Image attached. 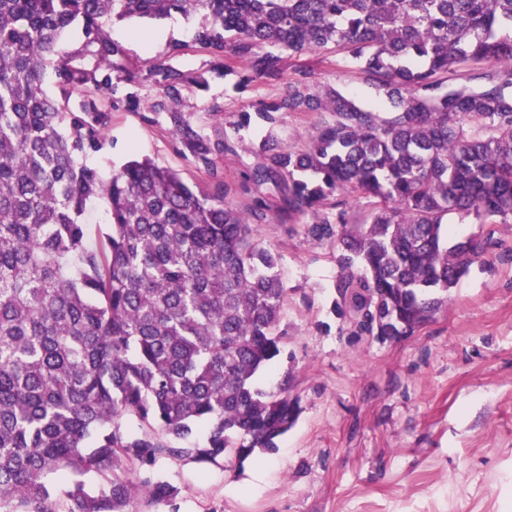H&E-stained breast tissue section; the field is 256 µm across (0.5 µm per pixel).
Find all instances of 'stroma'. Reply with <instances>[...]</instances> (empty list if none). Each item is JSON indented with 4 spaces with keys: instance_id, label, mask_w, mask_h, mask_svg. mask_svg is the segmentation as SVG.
Returning a JSON list of instances; mask_svg holds the SVG:
<instances>
[{
    "instance_id": "1",
    "label": "stroma",
    "mask_w": 512,
    "mask_h": 512,
    "mask_svg": "<svg viewBox=\"0 0 512 512\" xmlns=\"http://www.w3.org/2000/svg\"><path fill=\"white\" fill-rule=\"evenodd\" d=\"M202 21L174 14L108 23L137 76L128 90L139 105L112 108L104 145L89 164L108 172L129 158H148L194 190L214 192V181L155 110L161 90L151 75L161 65L190 76L208 68L210 55L193 41ZM302 69L310 70L312 84L367 94L335 57L304 54L288 60L286 75ZM281 90L259 82L228 96L220 80L189 84L178 108L214 140L231 131L244 107ZM216 103L221 113H213ZM321 119L316 112H283L273 135L299 148ZM244 139L225 154L224 179L238 187L232 198L238 209L264 201L266 219L254 225V240L278 254L288 285L281 354L258 381L285 390L300 414L276 451L241 465L160 459L152 474L176 495L153 503L134 498L128 512H512V224L455 225L456 237L493 241L489 263L472 265L412 335L357 336L336 309L335 247L289 223L271 189L245 185L256 158L253 132Z\"/></svg>"
}]
</instances>
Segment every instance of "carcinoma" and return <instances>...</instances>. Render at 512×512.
<instances>
[{
  "mask_svg": "<svg viewBox=\"0 0 512 512\" xmlns=\"http://www.w3.org/2000/svg\"><path fill=\"white\" fill-rule=\"evenodd\" d=\"M173 13L203 15L193 40L213 61L192 79L155 69L154 108L214 194L147 158L109 178L84 161L115 84L136 80L105 24ZM511 28L512 0H0V512H127L141 489L168 500L172 485L129 470L241 464L294 425L297 402L255 384L281 353L288 287L253 239L264 202L236 208L218 167L243 129L266 131L246 181L272 185L289 220L336 244L339 314L372 336L430 320L429 294L488 260L481 239L445 243L448 215L512 223ZM312 51L351 63L370 99L312 91L306 71L285 80L286 60ZM462 64L490 69L462 82ZM212 79L284 89L213 141L178 110L185 84ZM281 112L326 118L296 150L272 134ZM357 195L377 199L364 223L325 216ZM100 198L110 225L93 250L84 215Z\"/></svg>",
  "mask_w": 512,
  "mask_h": 512,
  "instance_id": "carcinoma-1",
  "label": "carcinoma"
}]
</instances>
